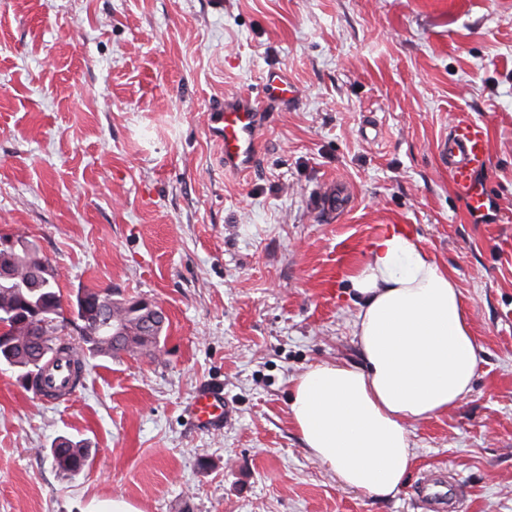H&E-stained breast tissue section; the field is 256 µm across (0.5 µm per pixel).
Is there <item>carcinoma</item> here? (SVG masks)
<instances>
[{
    "label": "carcinoma",
    "mask_w": 512,
    "mask_h": 512,
    "mask_svg": "<svg viewBox=\"0 0 512 512\" xmlns=\"http://www.w3.org/2000/svg\"><path fill=\"white\" fill-rule=\"evenodd\" d=\"M16 242L15 252H0V323L9 327L13 340L11 347H0V363L18 369L22 383L28 386L34 384L42 368L40 359L33 355L29 337L37 330L49 334L51 323L63 317V305L58 272L51 260L31 240L18 235ZM145 313L144 309L132 310L127 303L113 304L112 316L124 332V341L118 345L93 340L105 329L79 304L73 306L68 323L78 330L89 354L112 357L121 350L158 345L162 327L145 326ZM50 452L54 466L70 476L79 475L91 456V449L82 442L65 437Z\"/></svg>",
    "instance_id": "carcinoma-1"
}]
</instances>
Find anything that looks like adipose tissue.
Segmentation results:
<instances>
[{"instance_id":"1","label":"adipose tissue","mask_w":512,"mask_h":512,"mask_svg":"<svg viewBox=\"0 0 512 512\" xmlns=\"http://www.w3.org/2000/svg\"><path fill=\"white\" fill-rule=\"evenodd\" d=\"M347 286L362 362L309 366L292 381L290 412L304 447L344 488L389 498L415 459L408 421L472 393L480 348L455 278L402 226L371 241Z\"/></svg>"}]
</instances>
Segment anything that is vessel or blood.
Here are the masks:
<instances>
[{
    "label": "vessel or blood",
    "mask_w": 512,
    "mask_h": 512,
    "mask_svg": "<svg viewBox=\"0 0 512 512\" xmlns=\"http://www.w3.org/2000/svg\"><path fill=\"white\" fill-rule=\"evenodd\" d=\"M266 99H293L297 91L288 85L277 70L265 76ZM265 112L247 97L221 100L210 113V131L223 149L224 166L236 172L255 169L258 161L259 131L266 124ZM437 158L448 173L452 190L466 200L470 211H481L485 206L476 177L490 166L488 135L484 123L461 113L448 125L447 133L439 140ZM71 369L67 362H59L44 377V388L49 393L72 394ZM191 416L198 425L212 430L227 423L233 408L220 387L207 386L197 391L190 405ZM424 512H457L462 494L461 484L444 471L426 474L415 490Z\"/></svg>",
    "instance_id": "obj_1"
}]
</instances>
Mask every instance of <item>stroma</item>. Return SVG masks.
<instances>
[{"mask_svg":"<svg viewBox=\"0 0 512 512\" xmlns=\"http://www.w3.org/2000/svg\"><path fill=\"white\" fill-rule=\"evenodd\" d=\"M272 68L299 98L269 104L253 171L225 170L209 108ZM458 112L488 127L479 216L436 156ZM391 224L454 276L482 360L459 406L411 423L380 500L309 454L288 397L311 364L359 362L345 277ZM0 232L64 297L166 318L153 351L84 356L57 404L0 366V512H422L438 468L459 512H512V0H0ZM208 383L234 406L218 430L187 412ZM62 436L92 450L78 476L52 464Z\"/></svg>","mask_w":512,"mask_h":512,"instance_id":"1","label":"stroma"}]
</instances>
